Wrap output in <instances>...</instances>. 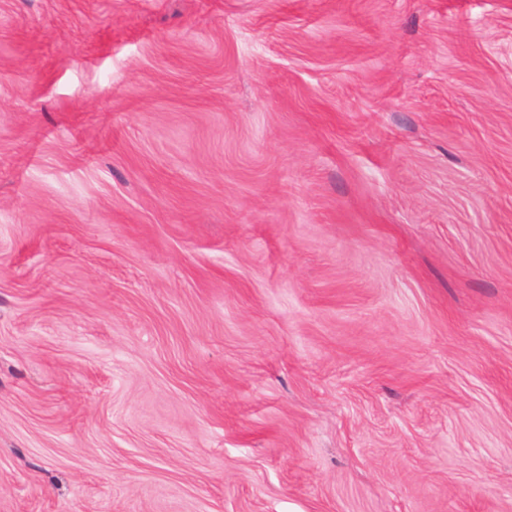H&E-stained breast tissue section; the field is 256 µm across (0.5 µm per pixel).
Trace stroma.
Segmentation results:
<instances>
[{"mask_svg":"<svg viewBox=\"0 0 512 512\" xmlns=\"http://www.w3.org/2000/svg\"><path fill=\"white\" fill-rule=\"evenodd\" d=\"M0 512H512V0H0Z\"/></svg>","mask_w":512,"mask_h":512,"instance_id":"35a3bbf8","label":"stroma"}]
</instances>
